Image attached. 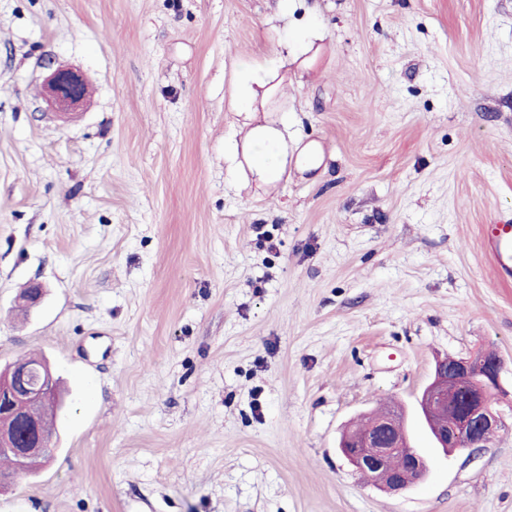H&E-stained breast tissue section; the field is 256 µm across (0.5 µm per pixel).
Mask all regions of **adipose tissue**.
<instances>
[{"label": "adipose tissue", "instance_id": "ef3b65f1", "mask_svg": "<svg viewBox=\"0 0 512 512\" xmlns=\"http://www.w3.org/2000/svg\"><path fill=\"white\" fill-rule=\"evenodd\" d=\"M278 90L273 76L260 77L254 71L235 67L230 100L247 115L239 131L242 156L253 181L260 186H275L289 169L313 170L323 160L316 147H289L286 129L265 117L266 104Z\"/></svg>", "mask_w": 512, "mask_h": 512}]
</instances>
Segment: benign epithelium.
Listing matches in <instances>:
<instances>
[{
	"instance_id": "obj_1",
	"label": "benign epithelium",
	"mask_w": 512,
	"mask_h": 512,
	"mask_svg": "<svg viewBox=\"0 0 512 512\" xmlns=\"http://www.w3.org/2000/svg\"><path fill=\"white\" fill-rule=\"evenodd\" d=\"M45 99L60 111L79 106L86 98L83 75L73 69L47 64ZM503 370L501 360L485 353L435 366L432 382L418 400L420 413L432 419L436 447L449 453L473 449L503 427L494 407ZM56 395V376L50 365L18 363L0 371V454L16 460L15 472L24 473L36 457L51 453L50 440L30 421L31 410ZM340 448L347 460L380 487L399 492L426 472L424 459L411 447L404 422L386 413L371 417L362 428L343 436ZM407 459L402 470H390L394 455Z\"/></svg>"
}]
</instances>
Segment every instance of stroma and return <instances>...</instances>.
<instances>
[{"mask_svg":"<svg viewBox=\"0 0 512 512\" xmlns=\"http://www.w3.org/2000/svg\"><path fill=\"white\" fill-rule=\"evenodd\" d=\"M311 26L267 108L325 160L261 187L224 154L231 68ZM504 218L512 0H0V368L43 356L64 400L0 512H512ZM481 350L505 427L444 455L417 399ZM386 406L427 464L398 493L339 449ZM44 78L45 99L60 111H69L79 106L86 98V83L83 75L63 66L46 65ZM486 251L500 277L512 276V224H490Z\"/></svg>","mask_w":512,"mask_h":512,"instance_id":"obj_1","label":"stroma"}]
</instances>
